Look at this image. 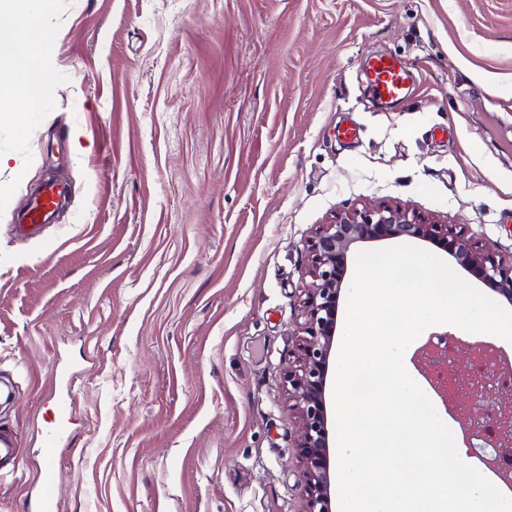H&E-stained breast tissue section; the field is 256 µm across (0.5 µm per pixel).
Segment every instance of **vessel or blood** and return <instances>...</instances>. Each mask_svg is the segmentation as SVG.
<instances>
[{"label":"vessel or blood","mask_w":512,"mask_h":512,"mask_svg":"<svg viewBox=\"0 0 512 512\" xmlns=\"http://www.w3.org/2000/svg\"><path fill=\"white\" fill-rule=\"evenodd\" d=\"M366 70L369 86L378 100L390 105L405 99L410 75L396 58L388 55L374 57L367 62ZM62 194L61 185L54 181L45 182L40 190L31 194L26 213L16 227L17 233L35 234L40 221L47 218ZM55 378L59 388L51 394L54 416L40 432L42 463L36 473L34 494L28 500V512H56L60 499L53 461L66 439L75 396L73 381L67 371H56Z\"/></svg>","instance_id":"1"}]
</instances>
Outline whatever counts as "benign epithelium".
Segmentation results:
<instances>
[{"mask_svg": "<svg viewBox=\"0 0 512 512\" xmlns=\"http://www.w3.org/2000/svg\"><path fill=\"white\" fill-rule=\"evenodd\" d=\"M391 239H416L444 250L485 287L512 303V258H504L461 228L440 224L413 209L385 201L339 210L332 220L319 225L307 245L304 275L309 282L303 301V336L286 374L288 398L299 426L296 448L302 467V512H332L326 387L348 259L362 243ZM442 339L448 346L437 351L424 344L418 350L419 358L432 364L446 363L448 348L468 355L474 347L461 336L445 334ZM464 384L472 401H483L485 380L470 376ZM496 400L501 409L488 412L498 425V433L487 437V444L498 449L490 461L492 466L512 453V416L502 415V409L512 406V391L496 390Z\"/></svg>", "mask_w": 512, "mask_h": 512, "instance_id": "benign-epithelium-1", "label": "benign epithelium"}]
</instances>
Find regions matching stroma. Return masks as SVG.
<instances>
[{
  "mask_svg": "<svg viewBox=\"0 0 512 512\" xmlns=\"http://www.w3.org/2000/svg\"><path fill=\"white\" fill-rule=\"evenodd\" d=\"M41 2L42 109L0 116V512H28L61 360L59 512H302L308 241L389 201L512 254V0ZM377 54L404 103L372 97ZM51 178L65 204L18 237ZM366 70L369 86L378 100L390 105L405 99L411 76L396 58L376 56L367 62Z\"/></svg>",
  "mask_w": 512,
  "mask_h": 512,
  "instance_id": "obj_1",
  "label": "stroma"
}]
</instances>
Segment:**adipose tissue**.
I'll list each match as a JSON object with an SVG mask.
<instances>
[{
	"label": "adipose tissue",
	"mask_w": 512,
	"mask_h": 512,
	"mask_svg": "<svg viewBox=\"0 0 512 512\" xmlns=\"http://www.w3.org/2000/svg\"><path fill=\"white\" fill-rule=\"evenodd\" d=\"M47 38L37 0H0V47L10 50L8 62L0 65V100L15 118L42 106L46 77L31 54L33 45Z\"/></svg>",
	"instance_id": "1"
}]
</instances>
